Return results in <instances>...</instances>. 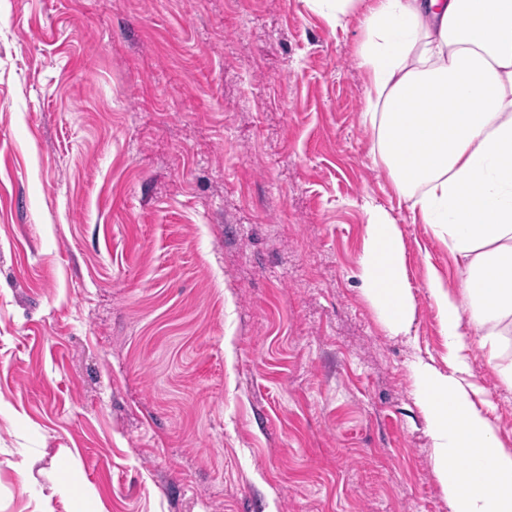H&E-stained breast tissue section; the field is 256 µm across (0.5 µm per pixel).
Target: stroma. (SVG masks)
<instances>
[{"instance_id": "1", "label": "stroma", "mask_w": 512, "mask_h": 512, "mask_svg": "<svg viewBox=\"0 0 512 512\" xmlns=\"http://www.w3.org/2000/svg\"><path fill=\"white\" fill-rule=\"evenodd\" d=\"M307 0H0V512H451L418 361L460 275ZM407 254L390 335L365 202ZM475 382L512 449V391ZM364 210L367 220L358 267L365 298L391 335L408 333L415 304L401 234L381 207L366 203Z\"/></svg>"}]
</instances>
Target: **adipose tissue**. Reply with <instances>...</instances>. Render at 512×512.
Returning a JSON list of instances; mask_svg holds the SVG:
<instances>
[{"instance_id": "ef3b65f1", "label": "adipose tissue", "mask_w": 512, "mask_h": 512, "mask_svg": "<svg viewBox=\"0 0 512 512\" xmlns=\"http://www.w3.org/2000/svg\"><path fill=\"white\" fill-rule=\"evenodd\" d=\"M309 3L336 29L358 17L373 152L460 267L456 292L428 276L448 368L413 369L434 475L453 512H512V450L470 364L482 351L512 390V0ZM364 210L365 298L390 334L408 333L415 304L401 234L381 207Z\"/></svg>"}]
</instances>
